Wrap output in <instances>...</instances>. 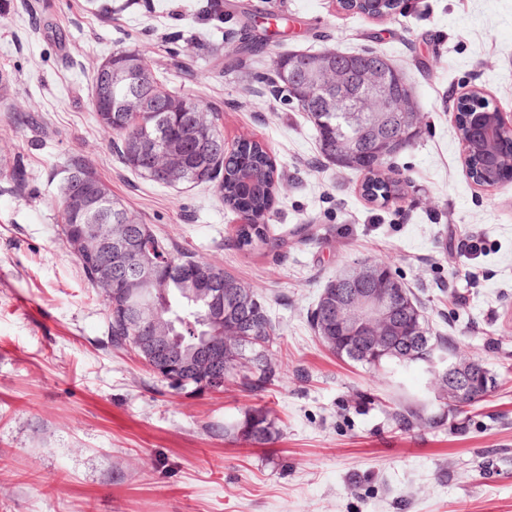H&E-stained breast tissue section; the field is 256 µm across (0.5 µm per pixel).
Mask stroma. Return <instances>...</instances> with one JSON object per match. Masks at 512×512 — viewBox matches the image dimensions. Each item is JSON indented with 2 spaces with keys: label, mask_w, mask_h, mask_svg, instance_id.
<instances>
[{
  "label": "stroma",
  "mask_w": 512,
  "mask_h": 512,
  "mask_svg": "<svg viewBox=\"0 0 512 512\" xmlns=\"http://www.w3.org/2000/svg\"><path fill=\"white\" fill-rule=\"evenodd\" d=\"M263 49L220 52L243 33ZM138 50L163 87L216 111L226 146L268 147L281 248L239 249L242 214L213 184L157 185L118 157L92 112L97 68ZM372 49L406 76L422 116L389 165L398 198L328 163L313 125L272 82L281 55ZM0 512H512V180L466 175L456 103L473 90L512 123V0H402L369 18L337 0H0ZM95 171L171 247L264 298L278 337L272 390L192 395L112 346L108 310L60 233L70 167ZM22 169L23 180L13 176ZM481 256L459 259L469 236ZM376 255L422 302L433 333L483 359L496 388L445 412L425 366L371 370L322 346L309 316L340 270ZM277 434L224 436L246 407ZM445 413L404 432L396 405ZM260 43L254 38L246 36L242 38L237 44L227 46L226 44L222 47L224 50V60L227 62V66L238 65L243 57L255 55L258 52Z\"/></svg>",
  "instance_id": "35a3bbf8"
}]
</instances>
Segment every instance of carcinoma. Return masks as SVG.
I'll return each mask as SVG.
<instances>
[{"label": "carcinoma", "instance_id": "obj_1", "mask_svg": "<svg viewBox=\"0 0 512 512\" xmlns=\"http://www.w3.org/2000/svg\"><path fill=\"white\" fill-rule=\"evenodd\" d=\"M345 11L381 17L396 4L377 0H341ZM259 43L250 36L237 44L223 46L224 60L238 65L243 57L258 52ZM323 52L305 51L283 55L275 63L279 84L300 111L307 114L317 133L320 154L341 169L366 172L365 196L373 202H387L400 194V181L388 177L385 164L399 151L393 146L405 142L413 146L420 137L421 119H407L401 112H388L380 132H373L367 116L338 112L331 105V96L316 90L312 73ZM353 84L361 82L367 71H377L384 80L390 98H413L403 73L377 51L338 52L330 59ZM92 110L101 120L112 115L114 132L121 145L119 158L141 177L159 184L172 185V176L179 183H216L224 203L244 207L249 222L238 225L235 241L245 249L257 243L281 247L285 240L270 234L265 216L271 208L276 187V167L265 146L252 138H241L236 147L226 148L224 135L215 131L214 109L200 98H191L175 91H160V85L148 64L135 50L118 49L96 70ZM458 129L470 141L468 165L476 182L493 188L512 172V135L497 143L482 137L484 121L497 112L489 100L472 93L458 100ZM112 200V215H107L100 199ZM62 232L72 242L85 235L105 237L115 224L144 225L139 215L124 202L112 196L91 170L73 168L63 187L60 206ZM147 241L159 250L162 261L147 284L159 317V329L172 336L168 352L172 363L180 368L181 382L177 388L192 394L206 392L197 372L205 369L206 343L224 341L220 364L224 374L238 376L241 387L258 394L275 385L277 365L272 350L274 327L268 317L263 298L246 287L236 276L202 257L174 250L156 234ZM358 266L370 270L367 280L347 277L348 271L337 274L322 290L310 314V324L321 343L339 358L378 370L386 365L408 367L438 353L454 356L448 341L430 331L421 303L392 271L388 260L366 259ZM224 282L222 300L211 302L206 293L211 275ZM388 289L392 298L391 320L380 327L385 336V353L370 356L359 348L350 331L327 320L326 308L336 296L352 300L354 288ZM109 333L117 348L136 349L134 328L120 308L109 312ZM471 365L474 373L475 398L460 405L448 403V396L434 383L436 400L457 413L489 396L496 378L484 360L458 357ZM396 426L409 431L422 423L431 428L444 425L443 417L423 415L410 408H396L392 414ZM224 436L248 445H263L274 439V421L265 406L247 408L242 417L224 424Z\"/></svg>", "mask_w": 512, "mask_h": 512}]
</instances>
